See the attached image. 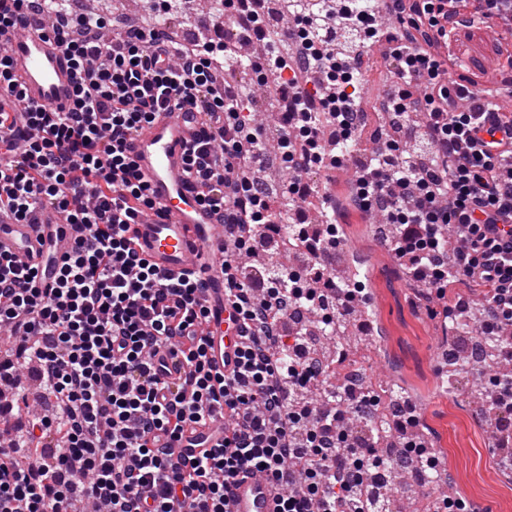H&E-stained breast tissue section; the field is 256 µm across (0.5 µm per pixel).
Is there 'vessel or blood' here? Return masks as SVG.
Masks as SVG:
<instances>
[{
	"label": "vessel or blood",
	"instance_id": "1",
	"mask_svg": "<svg viewBox=\"0 0 512 512\" xmlns=\"http://www.w3.org/2000/svg\"><path fill=\"white\" fill-rule=\"evenodd\" d=\"M10 44L13 73L29 101L67 109L75 74L50 35L44 17H30ZM201 135L193 112L173 109L129 142V154L160 211L136 225L139 250L163 272L191 271L205 284L210 310L209 358L223 373L237 363L239 327L224 300V227L197 201L184 165V153ZM80 232L62 213L40 210L34 224H14L0 214V250L37 268L41 286L52 285L60 258L68 254ZM275 490L263 477L239 478L231 494L230 512H274Z\"/></svg>",
	"mask_w": 512,
	"mask_h": 512
}]
</instances>
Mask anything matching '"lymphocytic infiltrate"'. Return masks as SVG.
I'll return each mask as SVG.
<instances>
[{
  "label": "lymphocytic infiltrate",
  "mask_w": 512,
  "mask_h": 512,
  "mask_svg": "<svg viewBox=\"0 0 512 512\" xmlns=\"http://www.w3.org/2000/svg\"><path fill=\"white\" fill-rule=\"evenodd\" d=\"M357 2L288 0L289 24L269 26L259 0H215L209 37L190 43L170 25L108 30L103 15L74 12L70 0H0V34L23 13L47 17L80 75L68 111L31 103L0 44V210L30 224L47 202L83 230L49 288L0 252V330L17 340L0 356V382L16 386L36 368L55 405L38 416L0 402V423L10 426L0 439V512H71L79 498L94 512H229L231 488L247 474L277 486L275 512H382L364 486L378 458L350 426L373 419L376 398L360 391L313 405L306 395L333 362L284 327L301 307L323 332L368 302L363 281L337 279L326 261L342 229L311 224L282 239L306 255L302 270L263 261L284 210L306 200L303 176L345 159L324 127L348 138L359 127L363 85L323 27L348 31L357 48L385 43L401 81L386 110L416 135V159L389 139L357 169L354 205L393 225L387 248L444 317L467 311L455 290L462 283L483 300L480 338L512 328V114L486 106L499 84L449 85L446 49L460 9L512 19V0H387L384 12L401 24L395 33L383 29L384 12ZM229 13L239 19L232 40L223 37ZM247 43L265 52L241 82L226 66ZM258 72L281 110L271 148L290 179L277 193L262 161L270 138L247 93ZM185 106L207 127L185 172L200 204L222 216L224 297L243 337L228 376L207 355L199 281L160 271L134 235L155 204L127 143L158 112ZM484 129L493 141L480 138ZM168 355L181 358L183 376L167 375ZM218 416L222 440L184 455V427Z\"/></svg>",
  "instance_id": "lymphocytic-infiltrate-1"
}]
</instances>
